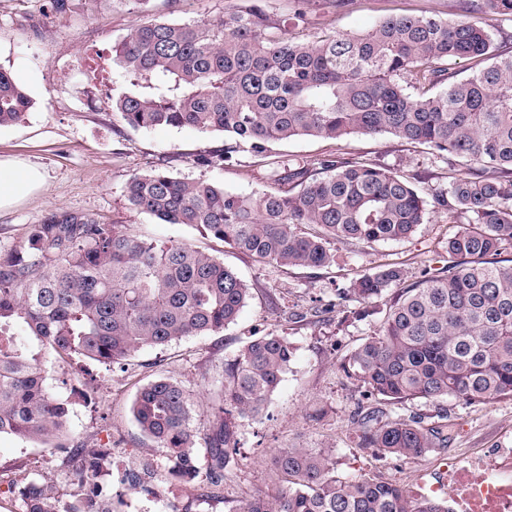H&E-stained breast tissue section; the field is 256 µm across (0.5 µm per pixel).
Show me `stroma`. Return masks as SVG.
<instances>
[{
    "label": "stroma",
    "instance_id": "stroma-1",
    "mask_svg": "<svg viewBox=\"0 0 512 512\" xmlns=\"http://www.w3.org/2000/svg\"><path fill=\"white\" fill-rule=\"evenodd\" d=\"M243 0H72L70 11L52 14L46 0H0V70L10 73L33 101L22 123L0 126V156L20 160L43 175L41 187L0 211V250L26 244L32 225L50 211H71L117 224L157 242L183 241L233 268L250 289L237 321L208 336H190L159 349L146 347L111 365L86 359L61 360L47 353L45 368L54 393L69 401L67 429L58 439L68 448L112 451V489L121 492L119 512H230L248 495H275L283 487L271 466L281 448H321L337 476H366L415 487L435 480L441 458L382 459L357 448L351 413L362 390L340 372L343 359L379 326L386 309L359 319L328 310L337 289L384 262L402 263L409 281L434 272L453 227L448 214L432 208L427 224L406 241L372 247L331 241L334 263L326 268H284L255 261L192 227L164 224L127 200L137 174L161 169L187 182L204 181L225 191L250 194L269 187V168L250 151L224 165L197 164L196 156L224 143L220 132L192 128L136 129L113 112L112 101L130 92L120 78L112 48L144 21L186 22L216 18ZM460 0H347L336 12H315L308 26L289 33L313 38L321 29L361 31L383 17L430 12L461 17ZM272 155L312 162L336 154L362 156L414 177L421 190L448 184L455 171L447 161L391 135H353L338 141L301 138L277 143ZM274 333L287 337L294 358L278 390L255 420L236 419L237 455L223 488L210 483L208 435L214 417L207 400L224 380V363L249 340ZM163 377L177 382L202 403L195 411L199 484L172 480L166 459L136 424L131 406L139 387ZM407 414L448 416V453L463 456L486 448H512V399L468 407L447 398L415 401ZM150 468L149 491L131 488L133 474ZM46 478L63 499L74 485L65 455L40 442L0 435V480Z\"/></svg>",
    "mask_w": 512,
    "mask_h": 512
}]
</instances>
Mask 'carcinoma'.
Listing matches in <instances>:
<instances>
[{
  "label": "carcinoma",
  "instance_id": "1",
  "mask_svg": "<svg viewBox=\"0 0 512 512\" xmlns=\"http://www.w3.org/2000/svg\"><path fill=\"white\" fill-rule=\"evenodd\" d=\"M463 18H385L352 34L315 41L287 36L256 0L216 19L147 21L113 47L134 91L112 105L133 128L189 127L224 133L223 148L200 155L222 165L246 144L267 157L274 142L389 134L459 159L464 175L432 191L458 229L441 272L412 283L382 264L343 290L332 307L390 294L379 327L341 364L366 396L357 403V447L410 460L448 447L447 415L427 422L400 410L412 401L465 404L512 399V54L498 51L484 22H512V0H462ZM466 59L471 72L456 77ZM32 101L0 70V126L25 119ZM287 191L234 194L154 170L133 176L128 201L164 224L197 228L262 263L319 268L335 261L328 240L403 241L428 220L425 193L406 177L363 159L330 156L311 165L272 162ZM247 284L188 243L130 234L82 213L51 211L30 228L28 245L0 251V435L55 448L68 402L46 382L45 352L99 363L128 359L234 323ZM293 358L284 336L247 341L224 363L212 403L209 456L216 482L236 453L234 424L260 415ZM190 393L167 378L140 387L132 413L164 454L176 481L198 477ZM82 492L65 502L52 485L24 483L25 512H117L97 492L109 475L108 448H65ZM286 486L240 500L237 512H448L444 499L407 486L340 479L322 448H282L272 457Z\"/></svg>",
  "mask_w": 512,
  "mask_h": 512
}]
</instances>
